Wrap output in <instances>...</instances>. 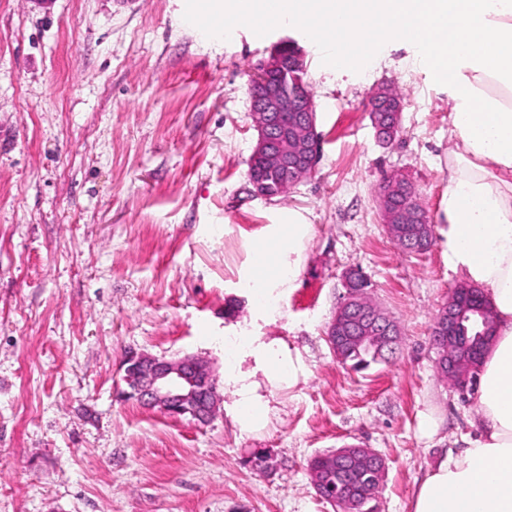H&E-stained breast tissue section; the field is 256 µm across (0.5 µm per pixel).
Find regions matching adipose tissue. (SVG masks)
<instances>
[{"instance_id": "obj_1", "label": "adipose tissue", "mask_w": 512, "mask_h": 512, "mask_svg": "<svg viewBox=\"0 0 512 512\" xmlns=\"http://www.w3.org/2000/svg\"><path fill=\"white\" fill-rule=\"evenodd\" d=\"M248 21L310 27L355 43L357 59L321 52L328 68L368 70L374 33L413 41L416 65L448 87L446 187L439 204L448 267L479 285L496 322L468 429L421 479L413 512H512V0H289L278 17L265 0H226ZM313 226L304 210L279 206L246 244L254 320L298 286ZM224 359V409L244 432L264 430L276 393L305 377L299 353L279 337L233 336Z\"/></svg>"}]
</instances>
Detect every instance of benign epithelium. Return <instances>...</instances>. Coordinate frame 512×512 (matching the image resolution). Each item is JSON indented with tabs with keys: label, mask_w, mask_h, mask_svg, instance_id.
I'll return each instance as SVG.
<instances>
[{
	"label": "benign epithelium",
	"mask_w": 512,
	"mask_h": 512,
	"mask_svg": "<svg viewBox=\"0 0 512 512\" xmlns=\"http://www.w3.org/2000/svg\"><path fill=\"white\" fill-rule=\"evenodd\" d=\"M283 63L271 51L260 62L249 83L251 111L257 131L252 156L281 173L279 193L284 194L309 177L317 165L319 136L315 103L301 81H277L273 72ZM374 125L381 127L380 140L388 146L400 131L403 101L382 88L373 96L370 109ZM408 187L391 183L381 195L382 215L391 239L406 244V251L423 253L432 243V225L413 224ZM346 292L326 331V340L336 357L347 362L351 352L363 349L375 359L392 354L399 343L397 321L384 313L369 297L367 279L358 269L343 277ZM493 319L489 307L478 300L477 290L455 286L440 310L431 344L436 350V369L464 395L469 389L482 353L490 347ZM126 387L122 395L144 407L158 408L173 418L189 415L208 422L215 415L218 399L209 397L216 377L209 363L199 357L159 358L139 353L124 363ZM336 459L341 469L340 487L355 483L366 473L362 502L376 498L385 471L383 457L362 445H347L322 455Z\"/></svg>",
	"instance_id": "7a95c632"
}]
</instances>
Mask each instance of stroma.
<instances>
[{"instance_id":"1","label":"stroma","mask_w":512,"mask_h":512,"mask_svg":"<svg viewBox=\"0 0 512 512\" xmlns=\"http://www.w3.org/2000/svg\"><path fill=\"white\" fill-rule=\"evenodd\" d=\"M187 9L0 0V512H336L308 465L353 443L387 464L375 512H411L475 400L441 380L430 343L459 280L440 244L415 255L390 239L379 192L401 177L436 219L446 89L409 65L406 42L388 41L369 73L332 71L303 29L246 21L206 37ZM287 38L306 56L321 156L290 193L254 196L248 84ZM381 86L404 103L389 147L368 112ZM277 206L308 210L314 237L297 288L255 323L237 271ZM351 268L401 330L396 357L360 372L325 339ZM233 326L304 360L263 432L221 409L201 425L118 399L132 349L198 356L223 378ZM255 451L272 471L248 463Z\"/></svg>"}]
</instances>
